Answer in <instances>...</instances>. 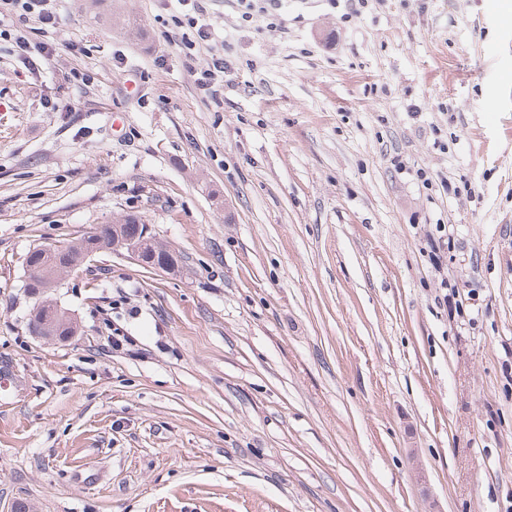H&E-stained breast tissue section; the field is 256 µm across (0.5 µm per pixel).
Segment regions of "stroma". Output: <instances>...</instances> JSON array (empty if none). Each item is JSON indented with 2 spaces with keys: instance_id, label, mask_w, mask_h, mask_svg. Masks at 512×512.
Wrapping results in <instances>:
<instances>
[{
  "instance_id": "35a3bbf8",
  "label": "stroma",
  "mask_w": 512,
  "mask_h": 512,
  "mask_svg": "<svg viewBox=\"0 0 512 512\" xmlns=\"http://www.w3.org/2000/svg\"><path fill=\"white\" fill-rule=\"evenodd\" d=\"M207 8L219 104L161 0L0 48V512H512V0ZM128 214L179 271L98 251L33 336L28 252ZM236 9L244 23L253 22L257 17H264L269 22L267 27L278 28V15L273 12L278 9L279 0H235ZM30 328L35 336L51 342H68L75 336L77 325L70 313L52 299H44L34 308Z\"/></svg>"
}]
</instances>
